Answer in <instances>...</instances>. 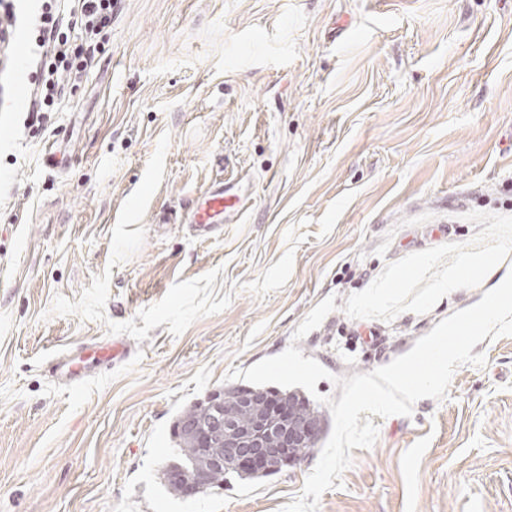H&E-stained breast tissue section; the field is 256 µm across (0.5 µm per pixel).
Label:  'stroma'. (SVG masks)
Returning <instances> with one entry per match:
<instances>
[{
  "label": "stroma",
  "instance_id": "obj_1",
  "mask_svg": "<svg viewBox=\"0 0 512 512\" xmlns=\"http://www.w3.org/2000/svg\"><path fill=\"white\" fill-rule=\"evenodd\" d=\"M97 41L40 128L34 65L0 69V512H281L317 456L176 499V418L293 343L340 399L512 272L448 286L512 234V0H122ZM224 182L247 203L221 236L160 223ZM111 339L130 356L79 393L50 376ZM474 351L373 416L319 512H512V336ZM500 240L494 247L469 252L465 255L463 260L452 270V274L455 278L462 280L463 278H469L473 276L472 265L474 264V258L478 255H484L487 259L496 260L503 253Z\"/></svg>",
  "mask_w": 512,
  "mask_h": 512
}]
</instances>
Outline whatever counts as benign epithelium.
Masks as SVG:
<instances>
[{"label": "benign epithelium", "mask_w": 512, "mask_h": 512, "mask_svg": "<svg viewBox=\"0 0 512 512\" xmlns=\"http://www.w3.org/2000/svg\"><path fill=\"white\" fill-rule=\"evenodd\" d=\"M221 394L210 398L215 413L208 420L188 417L181 430L189 436L200 453L203 464L191 473L175 472L172 480L183 493L196 495L212 485L215 472L228 467L261 471L274 459L298 462L291 450L314 440L310 419L293 410L285 399L268 394L243 393L232 411L219 408Z\"/></svg>", "instance_id": "benign-epithelium-1"}]
</instances>
